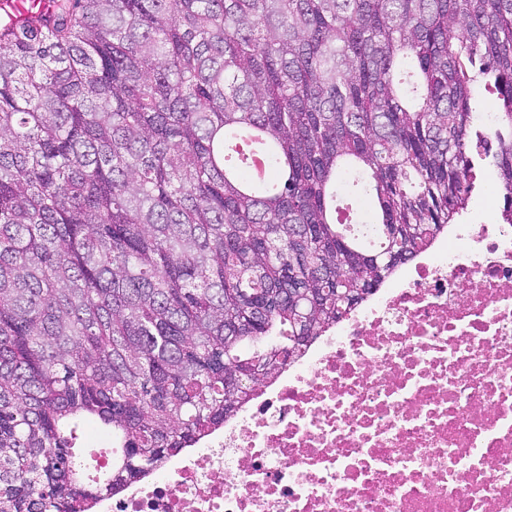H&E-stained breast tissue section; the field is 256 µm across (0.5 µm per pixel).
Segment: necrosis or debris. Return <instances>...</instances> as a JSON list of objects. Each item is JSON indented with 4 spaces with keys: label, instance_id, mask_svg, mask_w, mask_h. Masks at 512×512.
Instances as JSON below:
<instances>
[{
    "label": "necrosis or debris",
    "instance_id": "1",
    "mask_svg": "<svg viewBox=\"0 0 512 512\" xmlns=\"http://www.w3.org/2000/svg\"><path fill=\"white\" fill-rule=\"evenodd\" d=\"M94 512H512V224L449 225Z\"/></svg>",
    "mask_w": 512,
    "mask_h": 512
}]
</instances>
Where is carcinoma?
I'll use <instances>...</instances> for the list:
<instances>
[{"label": "carcinoma", "mask_w": 512, "mask_h": 512, "mask_svg": "<svg viewBox=\"0 0 512 512\" xmlns=\"http://www.w3.org/2000/svg\"><path fill=\"white\" fill-rule=\"evenodd\" d=\"M485 170L512 224V0H55L0 22V512H90L224 425ZM342 188L376 200V246L338 233ZM87 422L112 438L94 485Z\"/></svg>", "instance_id": "1"}]
</instances>
